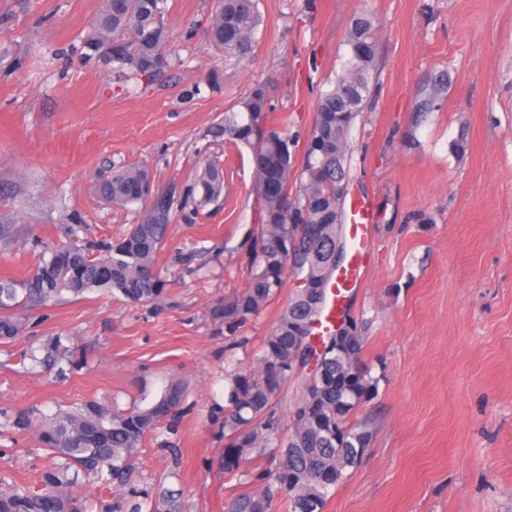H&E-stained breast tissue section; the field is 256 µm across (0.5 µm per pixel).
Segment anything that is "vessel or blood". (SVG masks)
<instances>
[{
    "instance_id": "obj_1",
    "label": "vessel or blood",
    "mask_w": 512,
    "mask_h": 512,
    "mask_svg": "<svg viewBox=\"0 0 512 512\" xmlns=\"http://www.w3.org/2000/svg\"><path fill=\"white\" fill-rule=\"evenodd\" d=\"M347 218L351 226V257L335 275L329 305L319 325L314 329L315 335L318 336L334 331L336 324L343 319L347 301L367 268L366 239L369 226L375 221L371 202L365 198L351 202Z\"/></svg>"
}]
</instances>
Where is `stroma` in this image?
<instances>
[{"label":"stroma","instance_id":"1","mask_svg":"<svg viewBox=\"0 0 512 512\" xmlns=\"http://www.w3.org/2000/svg\"><path fill=\"white\" fill-rule=\"evenodd\" d=\"M100 5L0 0V213L16 227L0 242V278L27 276L59 243L122 237L140 215L103 204L95 178L146 163L155 188L185 200L159 255L164 299L155 310L96 290L31 310L26 332L0 340V415L124 405L186 380L172 429L140 450V485L164 481L184 512H227L237 489L211 414L225 348L247 338L235 355L252 366L294 279L236 331L217 318L246 283L259 207L246 151L207 131L261 82L276 120L306 140L365 10L377 19V79L351 130L346 193L369 198L376 221L350 317L380 382L356 412L371 445L324 512H512V0H260L257 47L240 63L203 40L215 0H168L175 59L128 82L76 52ZM441 75L434 110L420 111ZM203 157L222 168L224 198L200 209L191 186ZM45 336L83 355L82 369L28 372L21 358ZM53 461L35 433L0 428V474L28 483Z\"/></svg>","mask_w":512,"mask_h":512}]
</instances>
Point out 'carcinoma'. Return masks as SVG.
<instances>
[{"label":"carcinoma","mask_w":512,"mask_h":512,"mask_svg":"<svg viewBox=\"0 0 512 512\" xmlns=\"http://www.w3.org/2000/svg\"><path fill=\"white\" fill-rule=\"evenodd\" d=\"M167 13V0H101L82 43L84 57L102 61L119 78L161 74L171 64ZM262 24L258 0H216L205 37L241 62L253 56ZM376 31L370 14L358 12L351 18L340 70L318 100L303 145L300 175H295L298 141L272 124L264 84H254L238 108L224 112L210 130L214 139L249 150L253 193L262 215L251 231L254 247L246 285L224 297L217 316L234 332L278 294L286 274L304 281L264 336L254 366L245 369L230 359L224 370V404L216 406L224 440L220 465L241 488L230 512H272L279 501L287 512H323L331 490L357 467L372 441L368 428L353 421L355 411L377 397L379 385L367 369L351 376V360L363 347L357 326L339 341L332 334L317 337L329 348L313 375L304 352L296 354L294 368L288 358L302 323L321 316L324 289L335 272L323 249L343 234L344 200L336 194V183L346 179L350 131L373 91ZM194 187L200 189V202L218 201L224 194L223 170L203 159ZM95 191L113 207L138 205L140 221L96 256L83 246L64 244L25 278H1L0 339H13L27 329L16 309L56 303L66 294L79 298L103 289L129 303L159 308L167 281L157 257L183 203L155 189L146 165L112 168V174L98 178ZM305 224L316 226L317 242L306 239ZM24 359L32 372L78 365L74 351L58 336L30 348ZM291 382L295 391L285 423L279 397ZM186 391V384L176 380L158 398L149 402L142 393L125 408L90 401L41 419L34 410L4 417L0 424L10 430L36 431L57 461L31 484L0 477V512H86L85 502L73 491L86 478L112 489L107 512H142L144 507L148 512H179L175 495L161 482L147 496L149 503L142 504L135 473L143 443L178 413ZM269 457L276 460L272 471L258 463Z\"/></svg>","instance_id":"1"}]
</instances>
